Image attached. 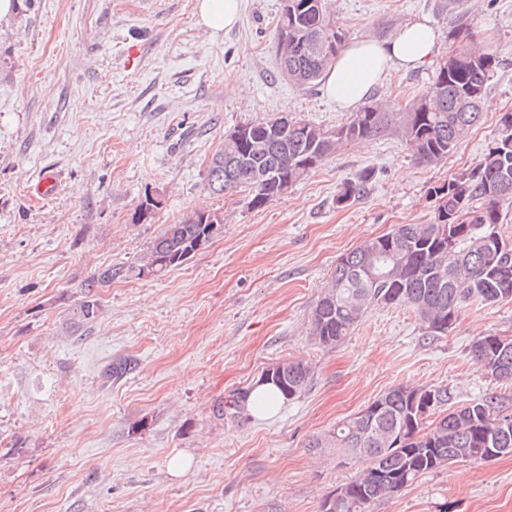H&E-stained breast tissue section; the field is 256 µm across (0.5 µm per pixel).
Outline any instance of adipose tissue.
Masks as SVG:
<instances>
[{
    "label": "adipose tissue",
    "mask_w": 512,
    "mask_h": 512,
    "mask_svg": "<svg viewBox=\"0 0 512 512\" xmlns=\"http://www.w3.org/2000/svg\"><path fill=\"white\" fill-rule=\"evenodd\" d=\"M196 8L199 25L215 36L237 24L240 0H197ZM437 42V29L424 18L406 25L388 41L363 37L336 57L325 81L328 98L340 111L353 110L392 72L428 65Z\"/></svg>",
    "instance_id": "ef3b65f1"
}]
</instances>
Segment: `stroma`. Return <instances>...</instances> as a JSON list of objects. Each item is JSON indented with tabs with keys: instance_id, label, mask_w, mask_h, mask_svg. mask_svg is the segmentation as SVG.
<instances>
[{
	"instance_id": "stroma-1",
	"label": "stroma",
	"mask_w": 512,
	"mask_h": 512,
	"mask_svg": "<svg viewBox=\"0 0 512 512\" xmlns=\"http://www.w3.org/2000/svg\"><path fill=\"white\" fill-rule=\"evenodd\" d=\"M283 0H241L238 23L211 37L196 0H22L0 22V512H320L359 466L313 438L388 389L444 386L457 407L504 385L472 359L489 334L512 337V302L468 308L443 336L412 308L371 306L336 346L311 314L337 259L401 224L432 222L434 187L471 167L512 112V0H468L465 22L497 55L480 123L425 166L401 137L349 145L285 195L205 188L235 127L297 116L331 130L351 120L323 86L279 72ZM347 41L394 36L425 18L439 41L425 68L371 93L401 108L421 96L456 42L440 0H327ZM55 195L32 202L43 172ZM368 176L341 207L344 182ZM164 205L139 223L145 195ZM217 212L220 234L153 278L138 268L166 225ZM100 312L72 311L99 269ZM128 361L132 371L106 377ZM302 360L309 384L264 416L214 408L263 371ZM189 456L171 476L174 455ZM371 512H512V454L456 462L376 501Z\"/></svg>"
}]
</instances>
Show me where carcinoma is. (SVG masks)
Returning <instances> with one entry per match:
<instances>
[{"instance_id": "carcinoma-1", "label": "carcinoma", "mask_w": 512, "mask_h": 512, "mask_svg": "<svg viewBox=\"0 0 512 512\" xmlns=\"http://www.w3.org/2000/svg\"><path fill=\"white\" fill-rule=\"evenodd\" d=\"M276 40L281 73L303 88L318 85L345 46V35L331 22L324 0H288ZM497 66V55L470 38L451 62L440 66L428 89L399 112L375 102L331 131L297 117L277 129L266 121L253 124L243 143L226 142L213 155L206 188L217 196L247 190L251 203L261 207L274 199L283 179L294 185L344 146L395 132L418 162L438 164L479 122ZM500 123V137L473 167L433 189L438 201L433 222L401 224L340 257L312 312V335L319 344L341 342L374 304H404L430 335L442 336L466 304L512 301V244L499 227L503 212L512 209V112L504 113ZM366 183L365 176L344 182L336 202L356 201ZM209 217L212 223L203 224L195 210L166 225L138 274L151 268L160 277L191 259L222 229L218 214ZM98 313L97 301L88 296L73 310L82 325L93 323ZM472 358L495 381L512 382L511 337L478 338ZM310 374L311 367L301 361L285 362L266 369L259 382L292 400L306 389ZM249 394L242 389L218 403L217 416L242 417ZM449 401L446 386L398 385L329 434L314 438L312 450L334 447L344 459L362 463L358 475L338 488L335 512H369L376 501L426 473L453 462L486 460L491 448H512V430L505 434L498 428L502 417H512L507 398L492 395L436 415Z\"/></svg>"}]
</instances>
